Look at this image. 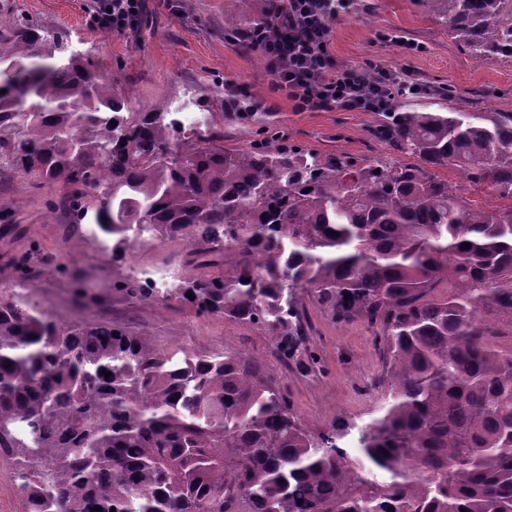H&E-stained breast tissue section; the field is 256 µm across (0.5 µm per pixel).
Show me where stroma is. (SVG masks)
<instances>
[{
  "instance_id": "stroma-1",
  "label": "stroma",
  "mask_w": 512,
  "mask_h": 512,
  "mask_svg": "<svg viewBox=\"0 0 512 512\" xmlns=\"http://www.w3.org/2000/svg\"><path fill=\"white\" fill-rule=\"evenodd\" d=\"M135 27L121 31L98 27L97 0H0V22L38 21L70 35L117 85L133 108L158 101L180 113L184 124L204 122L224 134L228 150L255 141H285L324 157L345 155L357 161L393 159L390 144L375 130L377 112L340 107L300 112L276 87L262 52L244 49L224 31L225 19L237 24L265 13L270 0H145ZM441 0H353L350 11L333 22L335 63L400 74L418 83V96L400 100L418 110L512 112V60L478 58L453 42L438 20ZM438 87L450 98L435 96ZM449 189L473 206L511 205L486 185L455 167L440 169ZM59 192L32 187L17 173L0 171V208L11 214L0 222V296L23 293L30 307L49 311L65 325L109 322L149 338L162 353L237 351L260 357L267 370L287 385L294 408L307 426L324 430L332 422L361 425L380 413L385 388L373 381L383 373L380 350L366 322L334 323L314 303L305 308L314 345L325 373L284 366L257 327L198 314L172 298L139 302L112 289L141 266H172L179 280L197 273L181 263L184 241H145L124 262L102 258L103 239L85 232L70 245L73 217L58 208ZM27 258L38 285L23 287L16 261ZM81 276L98 290L97 303L75 299L73 278Z\"/></svg>"
}]
</instances>
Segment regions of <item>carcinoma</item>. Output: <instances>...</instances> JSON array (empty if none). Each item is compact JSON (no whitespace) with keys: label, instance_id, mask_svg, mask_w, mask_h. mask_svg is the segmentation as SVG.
Instances as JSON below:
<instances>
[{"label":"carcinoma","instance_id":"carcinoma-1","mask_svg":"<svg viewBox=\"0 0 512 512\" xmlns=\"http://www.w3.org/2000/svg\"><path fill=\"white\" fill-rule=\"evenodd\" d=\"M442 2L451 39L512 58V0ZM388 119L378 135L417 162L226 150L163 103L131 111L63 33L12 23L0 168L55 186L76 223L93 215L112 262L181 239L203 270L163 294L137 279L118 292L256 326L308 370L303 292L336 323L367 321L389 385L355 459L351 426L311 431L258 358L165 357L1 297L0 457L26 512H512V350L493 346L512 335V206H469L437 174L457 167L512 201V112Z\"/></svg>","mask_w":512,"mask_h":512}]
</instances>
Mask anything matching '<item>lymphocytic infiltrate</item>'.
<instances>
[{
  "label": "lymphocytic infiltrate",
  "instance_id": "obj_1",
  "mask_svg": "<svg viewBox=\"0 0 512 512\" xmlns=\"http://www.w3.org/2000/svg\"><path fill=\"white\" fill-rule=\"evenodd\" d=\"M284 2L285 11L277 24L261 31L259 43L277 88L297 110L386 112L399 92H417L416 84L386 71L333 66L332 23L352 0Z\"/></svg>",
  "mask_w": 512,
  "mask_h": 512
}]
</instances>
